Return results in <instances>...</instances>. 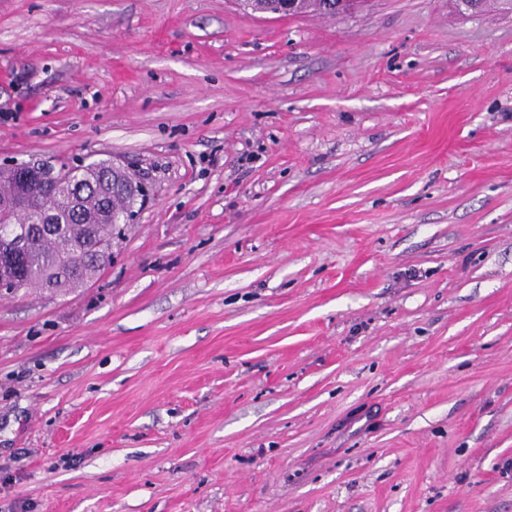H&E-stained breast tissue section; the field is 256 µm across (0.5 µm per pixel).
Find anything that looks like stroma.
Masks as SVG:
<instances>
[{
  "mask_svg": "<svg viewBox=\"0 0 512 512\" xmlns=\"http://www.w3.org/2000/svg\"><path fill=\"white\" fill-rule=\"evenodd\" d=\"M148 189L0 296V512H512V11L0 0V162Z\"/></svg>",
  "mask_w": 512,
  "mask_h": 512,
  "instance_id": "stroma-1",
  "label": "stroma"
}]
</instances>
